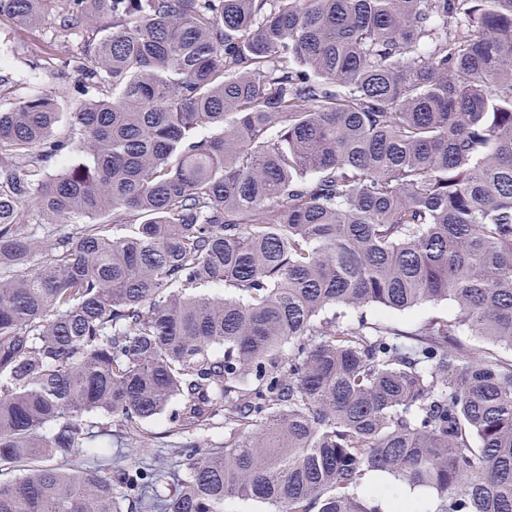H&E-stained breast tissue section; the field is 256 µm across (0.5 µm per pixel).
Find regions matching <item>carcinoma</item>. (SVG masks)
<instances>
[{
  "mask_svg": "<svg viewBox=\"0 0 512 512\" xmlns=\"http://www.w3.org/2000/svg\"><path fill=\"white\" fill-rule=\"evenodd\" d=\"M105 31L0 109V512H512V0H0ZM73 106L56 133L61 102ZM106 218L49 241L23 229ZM40 257V266L31 262ZM218 288V293H200ZM450 302L406 329L354 314ZM224 419V447L75 467ZM142 428L146 433L145 435L150 439L148 454H159L160 462L168 464V467L175 466V461L178 460L174 450L189 446L191 445L190 442L197 440L196 435L191 432H169L170 424L166 416L144 422ZM374 486L394 487L398 494L394 497H383L376 499L381 507L380 512H388L386 504L393 502L394 504L411 503L412 510L418 512H426L432 509L435 499V492L431 489L416 488L410 489L407 486L394 484L391 479L385 475L375 476L373 480Z\"/></svg>",
  "mask_w": 512,
  "mask_h": 512,
  "instance_id": "cac0c4a2",
  "label": "carcinoma"
}]
</instances>
